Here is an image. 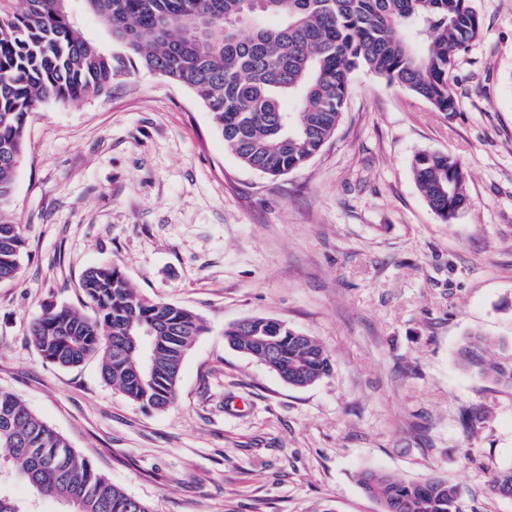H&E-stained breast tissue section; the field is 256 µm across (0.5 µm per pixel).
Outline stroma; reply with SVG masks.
I'll return each mask as SVG.
<instances>
[{"mask_svg": "<svg viewBox=\"0 0 512 512\" xmlns=\"http://www.w3.org/2000/svg\"><path fill=\"white\" fill-rule=\"evenodd\" d=\"M472 5L482 33L454 60L456 111L357 69L334 135L278 177L242 165L189 89L145 71L29 114L0 389L154 512H382L363 470L439 476L463 512H512L493 490L512 465V388L458 363L469 332L512 342V0ZM422 151L467 169L451 222L413 178ZM104 261L204 322L166 410L129 401L97 358L61 368L30 338L47 303L88 310L78 283ZM256 316L315 337L331 376L294 388L231 349L225 326Z\"/></svg>", "mask_w": 512, "mask_h": 512, "instance_id": "1", "label": "stroma"}]
</instances>
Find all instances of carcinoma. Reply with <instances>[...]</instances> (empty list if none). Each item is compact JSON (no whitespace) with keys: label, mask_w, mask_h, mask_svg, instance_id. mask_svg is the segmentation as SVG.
Wrapping results in <instances>:
<instances>
[{"label":"carcinoma","mask_w":512,"mask_h":512,"mask_svg":"<svg viewBox=\"0 0 512 512\" xmlns=\"http://www.w3.org/2000/svg\"><path fill=\"white\" fill-rule=\"evenodd\" d=\"M10 2L0 9V283L18 277L25 253L9 204L26 118L47 102L105 95L116 79L140 70L158 74L197 95L243 165L276 177L304 165L333 135L360 67L439 112L456 111L452 63L481 32L472 0H80L99 35L81 29L73 0ZM412 171L443 222L465 209L467 174L456 157L422 152ZM78 288L93 313L46 304L31 325L42 357L73 368L96 356L104 380L130 401L156 411L172 405L202 320L140 294L109 263L87 269ZM155 323L162 332L151 375L128 337ZM224 338L292 386H310L331 372L319 341L274 318L232 323ZM460 361L474 377L512 388V342L471 334ZM0 448L9 451L0 466L14 468L34 494L75 512H152L4 390ZM359 483L382 512H462L458 487L439 478L405 483L362 471ZM30 508L0 488V512Z\"/></svg>","instance_id":"obj_1"}]
</instances>
